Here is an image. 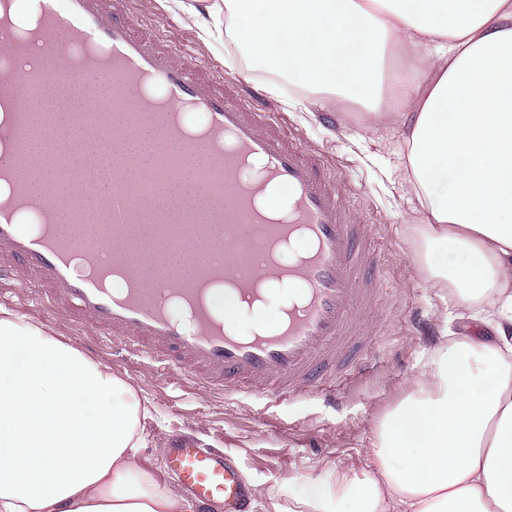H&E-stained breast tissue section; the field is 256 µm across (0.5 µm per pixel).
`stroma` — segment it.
<instances>
[{
	"instance_id": "obj_1",
	"label": "stroma",
	"mask_w": 512,
	"mask_h": 512,
	"mask_svg": "<svg viewBox=\"0 0 512 512\" xmlns=\"http://www.w3.org/2000/svg\"><path fill=\"white\" fill-rule=\"evenodd\" d=\"M213 0H133L147 23L177 46L181 60L207 66L239 84V92L309 155L340 176L339 191L355 223L382 254L380 303L366 325L368 350L356 370L343 373L334 395L306 393L269 406L242 395H216L178 370H159L133 354L114 356L111 336L94 335L59 320L20 275L0 278V307L50 330L93 361L130 380L158 418L148 422L137 463L174 491L182 486L165 465L174 439L187 437L224 449L241 466L256 504L264 512L269 490L294 476L322 480L343 473L369 448L381 418L408 393L440 341L441 328L469 335L474 321L461 318L455 297H440L421 274L420 205L402 177L399 124L367 126L355 107L338 109L321 95L266 91L267 77L240 68L242 53L231 43L205 35L190 7Z\"/></svg>"
}]
</instances>
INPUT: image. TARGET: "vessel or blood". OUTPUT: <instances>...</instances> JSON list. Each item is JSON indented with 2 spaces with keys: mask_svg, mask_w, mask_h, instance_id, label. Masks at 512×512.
<instances>
[{
  "mask_svg": "<svg viewBox=\"0 0 512 512\" xmlns=\"http://www.w3.org/2000/svg\"><path fill=\"white\" fill-rule=\"evenodd\" d=\"M128 2L22 0L21 16L0 25V94L8 99L21 104L39 93L23 58L87 47L104 53L122 91L136 93L130 111L99 107L78 123L65 111L21 125L0 118V274L20 269L24 286L45 291L59 318L208 389L272 403L310 389L332 393L339 370L366 351L359 337L375 311L374 246L320 160L234 95L232 79L180 62L176 47L138 32ZM170 106L181 121L168 125L165 141L183 142L184 129L198 125L221 155L187 170L175 152L131 178L128 131ZM260 180L287 194V223L253 211ZM297 236L309 243L304 260L277 270L300 287L296 310L251 336L216 328L210 306L196 302L202 283L230 278L234 296L248 294L266 243ZM170 241L202 245L203 259L178 273L153 269ZM113 264L129 288L102 286ZM167 465L194 512H254L242 470L223 450L177 440Z\"/></svg>",
  "mask_w": 512,
  "mask_h": 512,
  "instance_id": "vessel-or-blood-1",
  "label": "vessel or blood"
}]
</instances>
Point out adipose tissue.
I'll return each instance as SVG.
<instances>
[{"mask_svg":"<svg viewBox=\"0 0 512 512\" xmlns=\"http://www.w3.org/2000/svg\"><path fill=\"white\" fill-rule=\"evenodd\" d=\"M224 34L247 70L402 124L425 281L493 332L435 348L364 474L289 478L265 512H512V0H224ZM153 417L133 384L0 309V512H177L136 463Z\"/></svg>","mask_w":512,"mask_h":512,"instance_id":"ef3b65f1","label":"adipose tissue"}]
</instances>
